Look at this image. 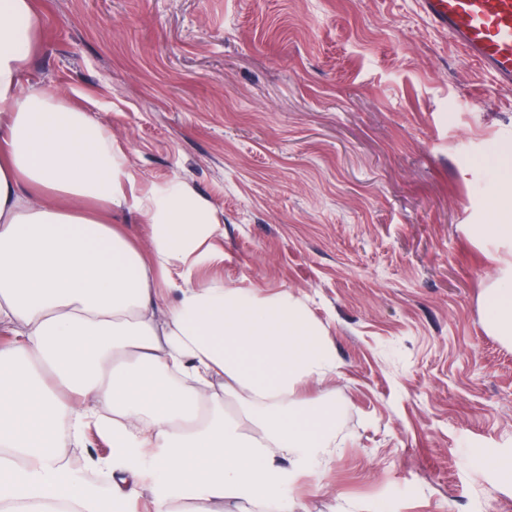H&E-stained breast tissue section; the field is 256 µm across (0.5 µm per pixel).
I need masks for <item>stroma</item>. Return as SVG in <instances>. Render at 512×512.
I'll return each mask as SVG.
<instances>
[{"instance_id":"1","label":"stroma","mask_w":512,"mask_h":512,"mask_svg":"<svg viewBox=\"0 0 512 512\" xmlns=\"http://www.w3.org/2000/svg\"><path fill=\"white\" fill-rule=\"evenodd\" d=\"M29 86L73 92L142 184L219 221L205 282L297 298L336 351L303 512H512V346L474 245L512 152L495 86L417 0H38Z\"/></svg>"}]
</instances>
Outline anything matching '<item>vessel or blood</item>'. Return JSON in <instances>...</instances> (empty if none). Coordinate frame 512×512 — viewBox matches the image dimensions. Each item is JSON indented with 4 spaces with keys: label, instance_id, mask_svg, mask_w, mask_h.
<instances>
[{
    "label": "vessel or blood",
    "instance_id": "1",
    "mask_svg": "<svg viewBox=\"0 0 512 512\" xmlns=\"http://www.w3.org/2000/svg\"><path fill=\"white\" fill-rule=\"evenodd\" d=\"M418 5L432 27L447 33L497 86H512V0H418Z\"/></svg>",
    "mask_w": 512,
    "mask_h": 512
}]
</instances>
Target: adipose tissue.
<instances>
[{"label": "adipose tissue", "instance_id": "adipose-tissue-1", "mask_svg": "<svg viewBox=\"0 0 512 512\" xmlns=\"http://www.w3.org/2000/svg\"><path fill=\"white\" fill-rule=\"evenodd\" d=\"M41 25L36 0H0V512H298L336 407L294 396L332 344L288 293L200 281L208 207L176 181L140 190L93 113L24 87ZM489 207L470 234L498 248L482 309L511 346L512 181ZM116 212L143 216L147 248ZM91 438L110 452L80 476L67 451Z\"/></svg>", "mask_w": 512, "mask_h": 512}]
</instances>
